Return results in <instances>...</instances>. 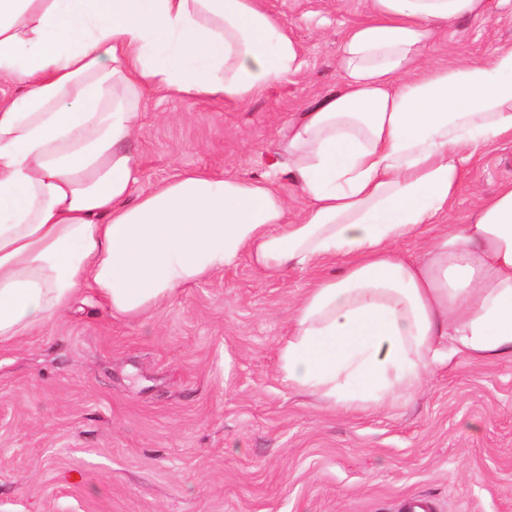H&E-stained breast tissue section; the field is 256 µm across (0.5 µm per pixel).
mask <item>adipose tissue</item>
<instances>
[{"mask_svg": "<svg viewBox=\"0 0 512 512\" xmlns=\"http://www.w3.org/2000/svg\"><path fill=\"white\" fill-rule=\"evenodd\" d=\"M487 9L367 0L338 90L280 140L293 215L276 180L206 170L130 197L145 91L242 105L301 72L264 0H0V346L82 289L138 315L245 255L270 278L315 274L279 350L296 392L368 410L455 358H512V184L441 221L476 148L512 137V45L428 62L441 27ZM418 238L422 258L404 255Z\"/></svg>", "mask_w": 512, "mask_h": 512, "instance_id": "adipose-tissue-1", "label": "adipose tissue"}]
</instances>
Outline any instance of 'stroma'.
Listing matches in <instances>:
<instances>
[{"mask_svg": "<svg viewBox=\"0 0 512 512\" xmlns=\"http://www.w3.org/2000/svg\"><path fill=\"white\" fill-rule=\"evenodd\" d=\"M305 51L297 76L242 106L148 95L132 188L190 169L278 180L289 122L341 83L336 48L364 0H265ZM512 41V0L453 24L430 59ZM512 183V138L477 148L449 223ZM312 273L269 279L248 257L132 318L83 291L0 347V512H512V358L436 367L411 400L359 412L293 392L279 369Z\"/></svg>", "mask_w": 512, "mask_h": 512, "instance_id": "35a3bbf8", "label": "stroma"}]
</instances>
